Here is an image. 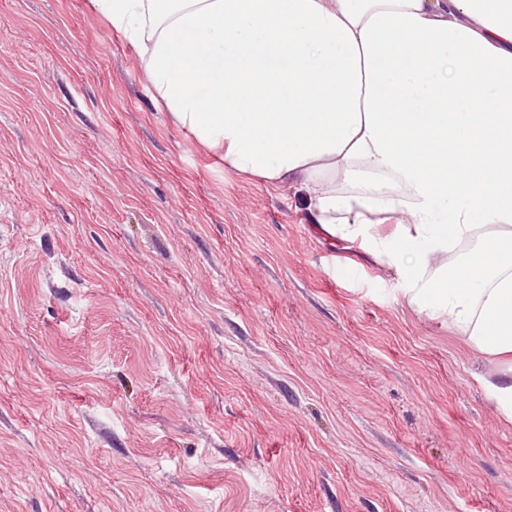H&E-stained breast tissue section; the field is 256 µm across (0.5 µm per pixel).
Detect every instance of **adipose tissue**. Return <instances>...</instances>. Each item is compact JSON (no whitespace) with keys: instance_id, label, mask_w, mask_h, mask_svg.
I'll use <instances>...</instances> for the list:
<instances>
[{"instance_id":"1","label":"adipose tissue","mask_w":512,"mask_h":512,"mask_svg":"<svg viewBox=\"0 0 512 512\" xmlns=\"http://www.w3.org/2000/svg\"><path fill=\"white\" fill-rule=\"evenodd\" d=\"M93 4L190 139L298 187L409 306L512 355V0Z\"/></svg>"}]
</instances>
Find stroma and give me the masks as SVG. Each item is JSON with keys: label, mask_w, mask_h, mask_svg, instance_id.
<instances>
[{"label": "stroma", "mask_w": 512, "mask_h": 512, "mask_svg": "<svg viewBox=\"0 0 512 512\" xmlns=\"http://www.w3.org/2000/svg\"><path fill=\"white\" fill-rule=\"evenodd\" d=\"M399 288L91 0H0V512H512L500 364Z\"/></svg>", "instance_id": "35a3bbf8"}]
</instances>
